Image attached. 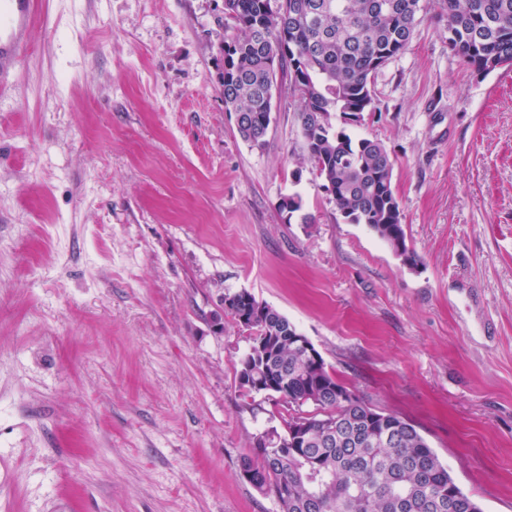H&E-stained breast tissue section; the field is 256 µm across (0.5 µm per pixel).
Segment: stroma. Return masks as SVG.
<instances>
[{"mask_svg":"<svg viewBox=\"0 0 512 512\" xmlns=\"http://www.w3.org/2000/svg\"><path fill=\"white\" fill-rule=\"evenodd\" d=\"M35 2L0 100V512H280L241 476L282 425L239 385L242 290L512 512V69L427 13L348 125L390 153L411 268L323 191L288 84L241 139L222 0Z\"/></svg>","mask_w":512,"mask_h":512,"instance_id":"1","label":"stroma"}]
</instances>
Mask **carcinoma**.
I'll list each match as a JSON object with an SVG mask.
<instances>
[{
    "mask_svg": "<svg viewBox=\"0 0 512 512\" xmlns=\"http://www.w3.org/2000/svg\"><path fill=\"white\" fill-rule=\"evenodd\" d=\"M224 0V104L246 123L239 136L261 146L271 123L272 90L287 76L303 102L305 151L332 186L341 215L365 224L414 266L400 205L392 189L393 161L377 139H354L332 118L357 122L374 111L375 73L410 45L429 8L448 23V47L479 74L512 66V0ZM241 360L276 377L269 396L288 407L283 431L255 437L241 469L270 487L280 512H482L407 419L366 402L326 364L289 343L293 325L280 313L257 319ZM309 435H289L292 421Z\"/></svg>",
    "mask_w": 512,
    "mask_h": 512,
    "instance_id": "1",
    "label": "carcinoma"
}]
</instances>
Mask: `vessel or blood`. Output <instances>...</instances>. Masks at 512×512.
I'll list each match as a JSON object with an SVG mask.
<instances>
[{
    "mask_svg": "<svg viewBox=\"0 0 512 512\" xmlns=\"http://www.w3.org/2000/svg\"><path fill=\"white\" fill-rule=\"evenodd\" d=\"M33 23L34 0H0V98L12 93Z\"/></svg>",
    "mask_w": 512,
    "mask_h": 512,
    "instance_id": "1",
    "label": "vessel or blood"
}]
</instances>
